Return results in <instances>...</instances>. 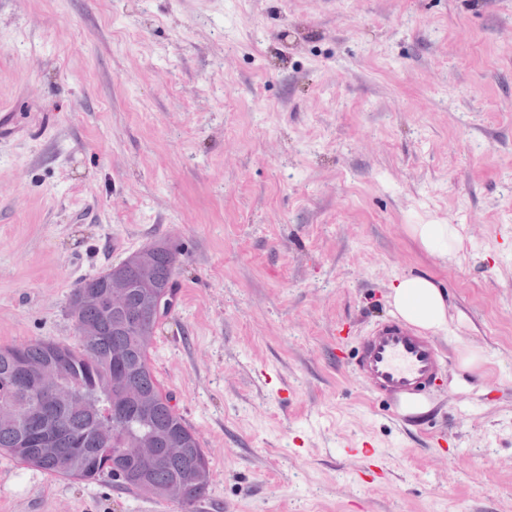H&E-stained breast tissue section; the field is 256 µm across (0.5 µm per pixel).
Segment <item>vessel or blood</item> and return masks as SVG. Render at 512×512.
Wrapping results in <instances>:
<instances>
[{
	"label": "vessel or blood",
	"mask_w": 512,
	"mask_h": 512,
	"mask_svg": "<svg viewBox=\"0 0 512 512\" xmlns=\"http://www.w3.org/2000/svg\"><path fill=\"white\" fill-rule=\"evenodd\" d=\"M351 364L363 387L386 398L400 416L418 397L430 394L445 359L430 336L402 319L391 318L361 338Z\"/></svg>",
	"instance_id": "vessel-or-blood-1"
}]
</instances>
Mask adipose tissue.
Returning <instances> with one entry per match:
<instances>
[{
	"label": "adipose tissue",
	"mask_w": 512,
	"mask_h": 512,
	"mask_svg": "<svg viewBox=\"0 0 512 512\" xmlns=\"http://www.w3.org/2000/svg\"><path fill=\"white\" fill-rule=\"evenodd\" d=\"M411 230L427 251L447 256L456 252L461 237L453 224H415ZM392 305L405 321L431 332L447 330L446 297L437 282L425 276H406L392 284Z\"/></svg>",
	"instance_id": "adipose-tissue-1"
}]
</instances>
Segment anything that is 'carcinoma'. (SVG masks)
I'll list each match as a JSON object with an SVG mask.
<instances>
[{"label": "carcinoma", "instance_id": "cac0c4a2", "mask_svg": "<svg viewBox=\"0 0 512 512\" xmlns=\"http://www.w3.org/2000/svg\"><path fill=\"white\" fill-rule=\"evenodd\" d=\"M176 252L166 243L145 246L118 266L130 276L134 296L130 307L139 311L135 323L116 334L112 316L95 306H81L78 300L86 293H103L109 282V272L86 278L74 288L70 315L75 325L86 321L101 325L98 336H79V343L66 341H35L19 347H0V404L14 410L11 425H0V452L21 464L41 469L49 474L78 481L111 478L109 472L118 468L125 472L121 485L154 498L174 501L187 508L202 498L209 480H200L197 472L211 474L208 459L199 439L171 405L149 362L152 339L163 316L147 309L139 298L140 284L148 279L160 292L173 286ZM21 349L28 362L44 368L37 387L14 388L17 373L11 355ZM66 384L74 391L70 407L52 422L61 432V440L52 450L32 448L22 452L17 448L19 434L34 432L42 427L35 412L49 389ZM137 387L152 397V406L145 410L131 399L126 404V416L114 422L95 416L88 406L109 407L120 400L126 387ZM172 434L193 448L183 459L173 460L160 455L148 463H137L119 455L94 464L85 453L101 439H110V447L135 448L157 438L160 432Z\"/></svg>", "mask_w": 512, "mask_h": 512}]
</instances>
